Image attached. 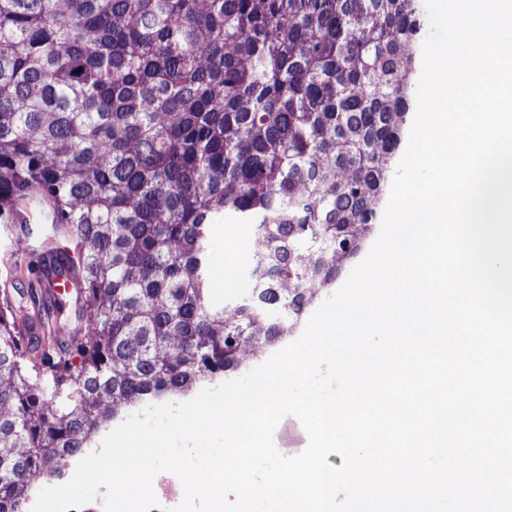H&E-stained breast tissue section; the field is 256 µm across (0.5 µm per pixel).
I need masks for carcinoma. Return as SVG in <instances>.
Wrapping results in <instances>:
<instances>
[{
  "label": "carcinoma",
  "mask_w": 512,
  "mask_h": 512,
  "mask_svg": "<svg viewBox=\"0 0 512 512\" xmlns=\"http://www.w3.org/2000/svg\"><path fill=\"white\" fill-rule=\"evenodd\" d=\"M415 0H0V215L38 191L82 334L36 355L0 300V512L122 406L183 397L286 338L358 252L408 109ZM250 225L213 299L208 227ZM210 279L213 283L214 299L220 304L235 303L250 289L248 270L262 243L250 232L248 225L218 217L210 226ZM225 242L235 245V252L225 251ZM233 269L234 278L230 270ZM234 280V286L228 288ZM225 283V284H224ZM225 286V288H224Z\"/></svg>",
  "instance_id": "obj_1"
}]
</instances>
